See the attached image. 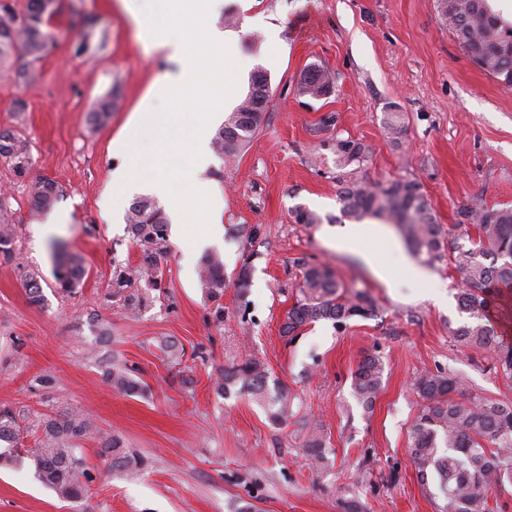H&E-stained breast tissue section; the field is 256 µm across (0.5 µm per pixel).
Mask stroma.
Listing matches in <instances>:
<instances>
[{
    "instance_id": "35a3bbf8",
    "label": "stroma",
    "mask_w": 512,
    "mask_h": 512,
    "mask_svg": "<svg viewBox=\"0 0 512 512\" xmlns=\"http://www.w3.org/2000/svg\"><path fill=\"white\" fill-rule=\"evenodd\" d=\"M146 9L145 0H61L65 34L38 62L39 83L23 82L19 61L0 65V130L25 138L34 174L64 191L53 209L62 221L48 225L31 217L24 183L0 162V224L15 228V257L0 260V403L88 414L148 467L137 475L108 470L96 439H85L82 453L98 478L85 500L72 503L36 480L30 462L2 464L0 512H230L240 498L259 512H343L346 498L357 512H437L409 459L408 432L421 404L412 377L439 369L473 392L512 402V376L496 372L484 351L458 345L452 331L464 315L414 285L400 260L410 247L395 225H386L376 252L393 288L328 232L340 214L339 189L359 176L417 180L445 226L457 223L459 207L475 196L512 206V89L471 59L440 21L436 0H259L258 13L280 26L281 43L269 44L255 30L242 56L247 73L266 72L272 100L250 141L214 157L208 170L222 203L224 236L215 250L228 275L251 253L250 291L242 300L229 285L221 300L210 299L197 271L183 264L190 235L171 234L159 263L162 294L129 315L113 306L109 284L115 268H136L141 253L125 219H112L103 201L122 162L113 140L127 133L140 101L171 68L138 35L135 17ZM313 64L333 78L327 96L298 90ZM109 94L116 98L110 122L90 130L89 112ZM389 112L405 117L401 143L386 132ZM340 139L369 146L360 168L340 165ZM298 206L320 223H295ZM56 241L87 270L71 297L56 290ZM306 264L328 265L341 282L369 291L376 316L342 326L321 320L284 337ZM28 273L41 277V303H32L23 285ZM90 312L109 321L110 340L87 323ZM166 338L205 352L193 386L175 379L159 348ZM248 351L288 389L283 425L272 426L249 396L226 398L212 387L218 369ZM98 352L135 364L148 394L113 390ZM371 353L385 371L368 413L352 393L351 373ZM43 373L56 379L47 400L30 389ZM313 425L332 449L320 468L306 452Z\"/></svg>"
}]
</instances>
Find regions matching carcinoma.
<instances>
[{"mask_svg":"<svg viewBox=\"0 0 512 512\" xmlns=\"http://www.w3.org/2000/svg\"><path fill=\"white\" fill-rule=\"evenodd\" d=\"M439 18L474 62L491 73L501 85L512 89V22L495 12L488 0H436ZM61 37L57 16L46 13L42 0H27L18 13L0 9V61L18 54L28 58L19 72L32 86L39 79L36 63L52 50ZM252 90L227 116L215 133L212 144L220 155L231 154L245 144L260 127L271 95L267 74L259 71L251 79ZM331 74L313 66L303 75L300 91L312 98L331 92ZM112 96L99 99L88 113V124L98 130L112 117ZM385 128L399 143L406 133L400 112L387 115ZM346 165L366 161L369 148L352 140L336 143ZM0 161L14 175L27 182L28 200L35 214L50 212L63 190L53 180L32 175L28 143L11 131L0 132ZM341 217L360 221L367 216L388 224L405 227L410 245L429 264L448 261L453 264L465 287L459 289L458 309L469 322L454 329L453 336L463 348L486 351L494 368L512 374V344L499 338L489 325V315L503 290L512 289V208L488 206L474 197L461 206L460 220L443 228L430 204L414 180L397 179L371 183L364 178L348 181L339 191ZM129 233L141 252L142 262L134 275L149 287L158 286V258L166 241L168 222L152 201L134 200L126 214ZM14 228L0 224V257L14 258ZM61 254L54 276L59 292L74 295L86 276L80 257L65 254L61 242L53 243ZM250 256L232 279L238 297L250 288ZM131 275L120 272L112 279L110 294L118 306L137 313L145 297L131 288ZM199 283L208 297L224 295V262L216 254L202 258ZM300 297L288 311L282 331L291 336L301 326L319 320L336 325L375 314V302L365 290L340 282L327 266L310 265L302 273ZM102 375L111 387L126 395H143L150 386L137 376L138 370L127 363L117 364L109 355L96 356ZM384 364L376 354L366 355L351 375L354 397L364 411L373 410L382 389ZM270 372L258 356L248 354L218 371L214 390L228 398L246 394L266 410L268 420L281 424L288 415V391L269 385ZM412 390L423 400L409 433V456L422 491L441 500L438 512H491L489 498L512 486V404L480 397L467 382L441 370L416 374ZM33 437L31 445H20L24 436ZM97 436L98 453L112 469L137 474L147 466L138 452L124 446L122 440L99 429L87 415L71 410L33 416L25 407L0 406V441L9 443L8 452H0L7 463L22 455L32 462L35 476L56 495L69 502L88 496L96 476L80 452L81 441ZM307 450L312 459L323 464L331 449L321 431L310 430Z\"/></svg>","mask_w":512,"mask_h":512,"instance_id":"1","label":"carcinoma"}]
</instances>
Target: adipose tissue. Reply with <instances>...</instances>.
<instances>
[{"label":"adipose tissue","mask_w":512,"mask_h":512,"mask_svg":"<svg viewBox=\"0 0 512 512\" xmlns=\"http://www.w3.org/2000/svg\"><path fill=\"white\" fill-rule=\"evenodd\" d=\"M224 0H152L151 13L137 19L146 45L162 53L176 69L153 87L138 105L126 135L112 142L125 164L112 172V193L106 206L121 210L128 195L146 187L162 199L183 224L194 225L197 245L223 232L218 210L209 202L211 182L205 172L211 162L209 132L229 111L241 87L242 32L219 30L213 19ZM224 46V65L208 64L209 48ZM163 107H155V100ZM149 132L153 153L137 156L132 142Z\"/></svg>","instance_id":"obj_1"}]
</instances>
